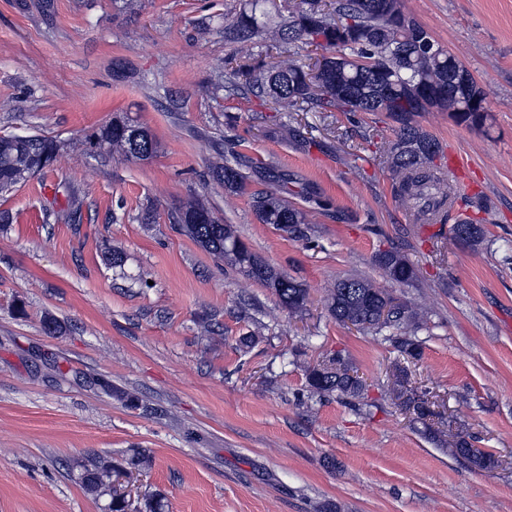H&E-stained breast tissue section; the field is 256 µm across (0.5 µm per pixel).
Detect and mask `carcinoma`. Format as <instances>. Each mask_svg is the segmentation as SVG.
Listing matches in <instances>:
<instances>
[{
    "instance_id": "1",
    "label": "carcinoma",
    "mask_w": 512,
    "mask_h": 512,
    "mask_svg": "<svg viewBox=\"0 0 512 512\" xmlns=\"http://www.w3.org/2000/svg\"><path fill=\"white\" fill-rule=\"evenodd\" d=\"M224 35L233 39H259L279 50L280 60L271 68L241 66L226 76L225 88L259 101L272 100L279 112H386L397 123L395 139L383 147L388 169L397 181L399 200L413 209L425 200L448 196L437 181L435 159L441 152L438 140L415 123V117L432 108L445 110L459 124L478 125L485 115L464 112L467 101L455 83V69L442 48L415 20L404 14L400 0H299L288 6L287 15L275 21L261 9V0H249ZM315 47L326 51L312 64L302 62V53ZM341 63H336V60ZM100 144L126 156L144 159L155 151V141L144 129L116 118L97 134ZM415 142L434 147L430 155L410 149ZM59 146L45 137H0V190L15 186L28 176L54 165ZM224 188L237 192L244 176L229 163L215 164ZM253 207L264 224L296 237H307L306 212L288 203L280 193L269 191L254 197ZM181 230L206 250L234 267L239 274L274 290L282 308L290 314L306 310L309 292L302 283L282 273L253 252L230 224H220L204 204L191 198L177 216ZM454 237L475 247L484 240L482 225L464 220L453 225ZM375 262L387 279L410 284L416 270L397 250L378 253ZM329 315L344 326L381 335L400 331L387 340L410 355H419L414 333L427 320V313L408 300L390 295L386 289L360 276L336 280L325 299ZM310 392L324 396L336 393L358 399L366 383L358 371L337 355L307 370ZM394 393L424 419L430 409L419 408L415 393L403 378L395 381ZM453 455L472 468L486 470L492 464L471 453L460 438ZM153 457L136 449L128 458L130 468L141 471L152 466ZM81 483L87 492L111 497L110 512H126L124 496L113 493L112 462L94 457L81 465Z\"/></svg>"
}]
</instances>
